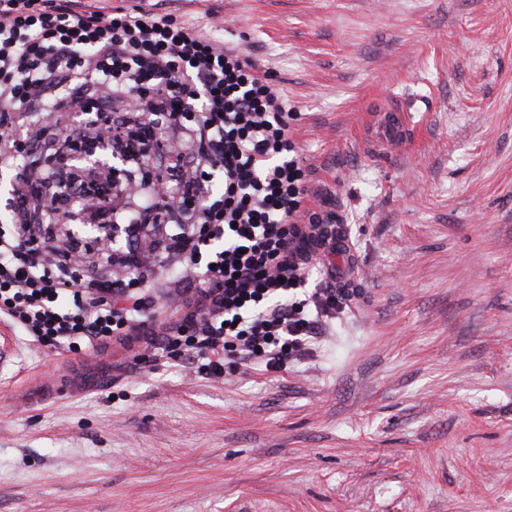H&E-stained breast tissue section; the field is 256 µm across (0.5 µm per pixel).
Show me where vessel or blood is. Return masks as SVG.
I'll return each mask as SVG.
<instances>
[{
  "instance_id": "obj_1",
  "label": "vessel or blood",
  "mask_w": 512,
  "mask_h": 512,
  "mask_svg": "<svg viewBox=\"0 0 512 512\" xmlns=\"http://www.w3.org/2000/svg\"><path fill=\"white\" fill-rule=\"evenodd\" d=\"M410 132V115L398 103H387L363 115L361 136L379 155L403 152L410 143Z\"/></svg>"
}]
</instances>
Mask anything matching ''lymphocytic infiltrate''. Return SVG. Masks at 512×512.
Wrapping results in <instances>:
<instances>
[{"instance_id": "1", "label": "lymphocytic infiltrate", "mask_w": 512, "mask_h": 512, "mask_svg": "<svg viewBox=\"0 0 512 512\" xmlns=\"http://www.w3.org/2000/svg\"><path fill=\"white\" fill-rule=\"evenodd\" d=\"M291 117L252 59L174 14L0 0V318L46 347L286 370L351 299L306 285L329 268ZM164 296L183 315L157 325Z\"/></svg>"}]
</instances>
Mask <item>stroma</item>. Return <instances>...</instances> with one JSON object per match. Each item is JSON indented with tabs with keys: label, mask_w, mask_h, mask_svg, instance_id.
Wrapping results in <instances>:
<instances>
[{
	"label": "stroma",
	"mask_w": 512,
	"mask_h": 512,
	"mask_svg": "<svg viewBox=\"0 0 512 512\" xmlns=\"http://www.w3.org/2000/svg\"><path fill=\"white\" fill-rule=\"evenodd\" d=\"M121 1L269 74L360 295L281 372L0 320V512H512V0ZM362 116L361 136L377 154H398L410 144V114L400 104L389 102Z\"/></svg>",
	"instance_id": "stroma-1"
}]
</instances>
